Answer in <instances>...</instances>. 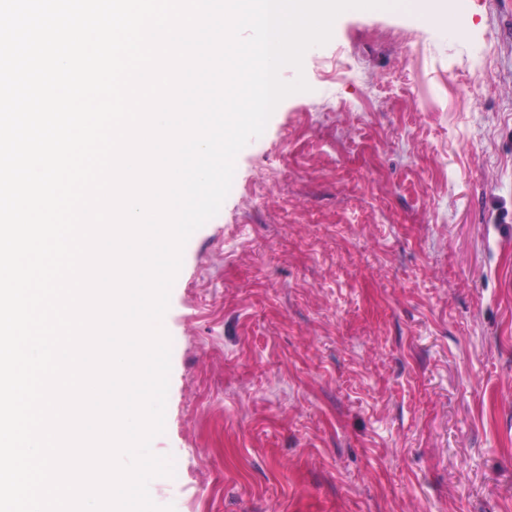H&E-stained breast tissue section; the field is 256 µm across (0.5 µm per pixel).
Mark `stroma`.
Instances as JSON below:
<instances>
[{"label":"stroma","instance_id":"obj_1","mask_svg":"<svg viewBox=\"0 0 512 512\" xmlns=\"http://www.w3.org/2000/svg\"><path fill=\"white\" fill-rule=\"evenodd\" d=\"M310 48L164 315L174 512H512V0Z\"/></svg>","mask_w":512,"mask_h":512}]
</instances>
